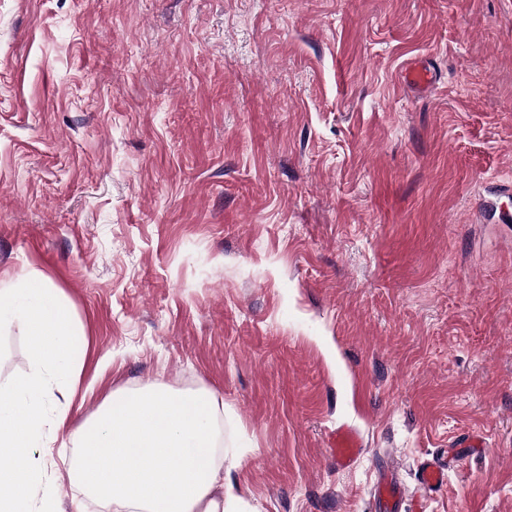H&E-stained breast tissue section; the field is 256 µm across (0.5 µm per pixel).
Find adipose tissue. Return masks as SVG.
Wrapping results in <instances>:
<instances>
[{
	"instance_id": "adipose-tissue-1",
	"label": "adipose tissue",
	"mask_w": 512,
	"mask_h": 512,
	"mask_svg": "<svg viewBox=\"0 0 512 512\" xmlns=\"http://www.w3.org/2000/svg\"><path fill=\"white\" fill-rule=\"evenodd\" d=\"M215 393L116 392L74 433L72 476L106 512H238L215 456Z\"/></svg>"
}]
</instances>
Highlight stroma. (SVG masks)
<instances>
[{"mask_svg": "<svg viewBox=\"0 0 512 512\" xmlns=\"http://www.w3.org/2000/svg\"><path fill=\"white\" fill-rule=\"evenodd\" d=\"M30 270L80 330L56 512H97L66 439L154 384L223 398L242 512H375L452 452L426 512H512V0H0V282ZM360 442L357 434L352 429L341 428L336 430L333 437L331 454L337 466H349L360 452ZM404 492L400 490L395 480L392 478L385 484L377 486L375 499L382 501L380 512H401L402 497Z\"/></svg>", "mask_w": 512, "mask_h": 512, "instance_id": "obj_1", "label": "stroma"}]
</instances>
